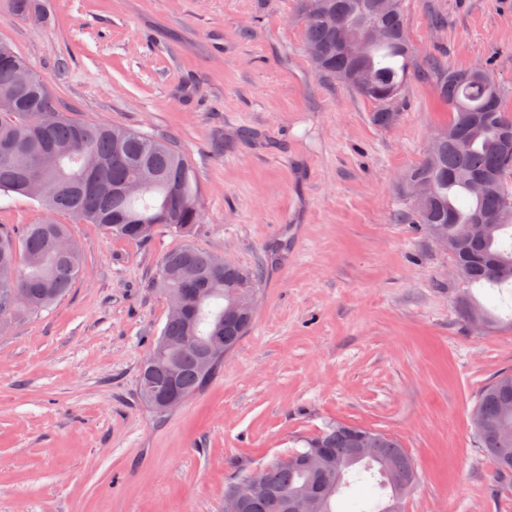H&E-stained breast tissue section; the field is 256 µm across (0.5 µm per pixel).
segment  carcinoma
<instances>
[{
  "mask_svg": "<svg viewBox=\"0 0 512 512\" xmlns=\"http://www.w3.org/2000/svg\"><path fill=\"white\" fill-rule=\"evenodd\" d=\"M43 9V0H7V10L20 17ZM331 19L302 18L306 52L316 71L346 81L353 66L371 73L372 88L356 92L371 101L376 94L404 85L414 63L400 0H326ZM358 37L365 27L377 25L386 38L372 43L358 62L336 49V29ZM29 64L14 47L0 41V103L12 111L0 112V146L12 145L34 156L38 169L28 178L0 158V194H18L40 203L46 218L38 224L0 226V319L48 308L67 295L82 273L81 250L71 242V253L55 250L68 228L51 215L67 212L86 224H96L116 237L142 241L141 226H163L186 236L185 224L196 228L201 213L195 176L182 151L170 139L135 129L90 124L62 110L42 80L18 94L15 69ZM440 98L452 114L451 134L439 143L436 160H423L409 171L408 179L428 180L433 191L423 208L409 207L404 219L425 227L431 239L448 237V251L464 268L467 284L512 287V201L505 199V184L512 174V117L504 112L498 86L486 68L476 72L444 71L437 81ZM399 113L379 108L375 125L395 124ZM154 180L127 196H109L112 189L133 182L141 169ZM493 216L484 234L471 237L467 226L477 216ZM245 278L258 284L255 270L231 262L215 267V256L190 243L168 253L161 261L160 284L167 298L184 299L188 314L169 319L153 346L165 364L151 371L141 368V400L157 414H166L200 392L224 355L236 348L252 321L225 315L235 294L233 285ZM461 313L479 312L487 325L493 321L479 303L464 297ZM224 337L215 352L212 339ZM173 387L177 397L159 408L144 392ZM479 418L470 419L478 447L502 477H512V372L497 375L481 391L474 406ZM369 437L371 454L355 457L357 435ZM291 450L300 460L290 465L278 457L269 463L266 488L244 494L243 512H285L286 497L306 489L325 500L323 512H335L336 496L352 481L371 478L390 489L383 504L360 512H386L400 484L411 491L417 482L412 456L390 434L346 422L327 424L319 433L300 440ZM322 453L321 464L311 467L307 456Z\"/></svg>",
  "mask_w": 512,
  "mask_h": 512,
  "instance_id": "1",
  "label": "carcinoma"
}]
</instances>
